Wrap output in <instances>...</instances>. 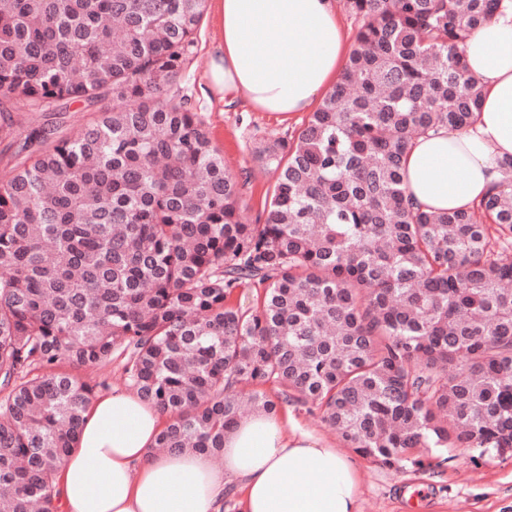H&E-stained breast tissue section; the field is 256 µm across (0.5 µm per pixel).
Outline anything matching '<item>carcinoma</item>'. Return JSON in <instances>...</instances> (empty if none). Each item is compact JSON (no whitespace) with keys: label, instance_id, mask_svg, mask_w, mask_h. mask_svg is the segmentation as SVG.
<instances>
[{"label":"carcinoma","instance_id":"1","mask_svg":"<svg viewBox=\"0 0 512 512\" xmlns=\"http://www.w3.org/2000/svg\"><path fill=\"white\" fill-rule=\"evenodd\" d=\"M499 3L343 0L354 49L297 134L256 150L277 177L246 224L179 89L206 0H0V512H58L80 371L119 357L168 451L223 455L249 386L389 469L512 455V161L473 207L404 190L415 142L480 110L462 46ZM22 100L97 113L21 141ZM248 284L256 303L231 304Z\"/></svg>","mask_w":512,"mask_h":512}]
</instances>
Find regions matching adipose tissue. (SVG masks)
<instances>
[{
  "instance_id": "1",
  "label": "adipose tissue",
  "mask_w": 512,
  "mask_h": 512,
  "mask_svg": "<svg viewBox=\"0 0 512 512\" xmlns=\"http://www.w3.org/2000/svg\"><path fill=\"white\" fill-rule=\"evenodd\" d=\"M219 35L207 87L225 103L278 115L310 111L345 63L335 0H216ZM484 88L475 122L418 139L406 193L423 209L479 203L512 159V0L464 45ZM164 419L133 391L92 399L55 491L59 512H221L229 482L240 512H357L348 456L288 415L255 411L224 438V464L191 451L154 454Z\"/></svg>"
}]
</instances>
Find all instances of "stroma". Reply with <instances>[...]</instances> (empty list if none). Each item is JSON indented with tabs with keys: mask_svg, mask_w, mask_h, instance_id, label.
Listing matches in <instances>:
<instances>
[{
	"mask_svg": "<svg viewBox=\"0 0 512 512\" xmlns=\"http://www.w3.org/2000/svg\"><path fill=\"white\" fill-rule=\"evenodd\" d=\"M218 22L213 7H206L200 22L196 57L180 84L192 108L201 112L214 146L237 175L246 176L241 190L243 219L255 223L270 198V173L255 158L257 147L276 138L297 134L305 116L280 120L270 112H256L242 104L209 101L203 91L208 67L207 49L216 39ZM443 467L426 452L425 467L400 470L382 467L355 455L361 473L359 512H512V456L473 461L461 448L449 450Z\"/></svg>",
	"mask_w": 512,
	"mask_h": 512,
	"instance_id": "stroma-1",
	"label": "stroma"
}]
</instances>
